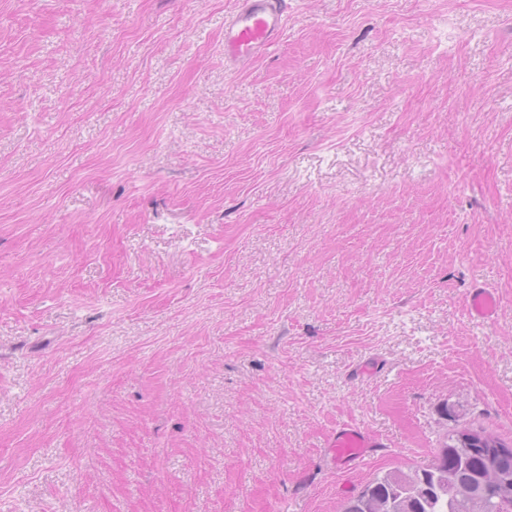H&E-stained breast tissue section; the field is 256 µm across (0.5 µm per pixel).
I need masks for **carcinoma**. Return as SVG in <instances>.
I'll use <instances>...</instances> for the list:
<instances>
[{"instance_id": "obj_1", "label": "carcinoma", "mask_w": 512, "mask_h": 512, "mask_svg": "<svg viewBox=\"0 0 512 512\" xmlns=\"http://www.w3.org/2000/svg\"><path fill=\"white\" fill-rule=\"evenodd\" d=\"M372 501L391 512H512V446L504 455H490L461 444L455 434L433 462L373 477L344 512H364Z\"/></svg>"}]
</instances>
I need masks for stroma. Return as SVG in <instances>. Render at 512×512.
<instances>
[{
	"instance_id": "1",
	"label": "stroma",
	"mask_w": 512,
	"mask_h": 512,
	"mask_svg": "<svg viewBox=\"0 0 512 512\" xmlns=\"http://www.w3.org/2000/svg\"><path fill=\"white\" fill-rule=\"evenodd\" d=\"M233 6L0 0V512H343L512 444V0H288L242 70ZM497 308V299L490 291L476 288L471 292L468 302V313L473 321L483 322L493 318ZM373 440L352 424H344L327 443V453L339 466L362 462L374 448Z\"/></svg>"
}]
</instances>
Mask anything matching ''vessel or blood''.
<instances>
[{
	"label": "vessel or blood",
	"mask_w": 512,
	"mask_h": 512,
	"mask_svg": "<svg viewBox=\"0 0 512 512\" xmlns=\"http://www.w3.org/2000/svg\"><path fill=\"white\" fill-rule=\"evenodd\" d=\"M288 0H236L224 19V65L242 69L264 56L280 39L286 23ZM498 302L490 291L477 288L469 297L468 313L483 322L494 317ZM373 440L352 424H344L327 443V452L339 466L366 459Z\"/></svg>",
	"instance_id": "obj_1"
}]
</instances>
